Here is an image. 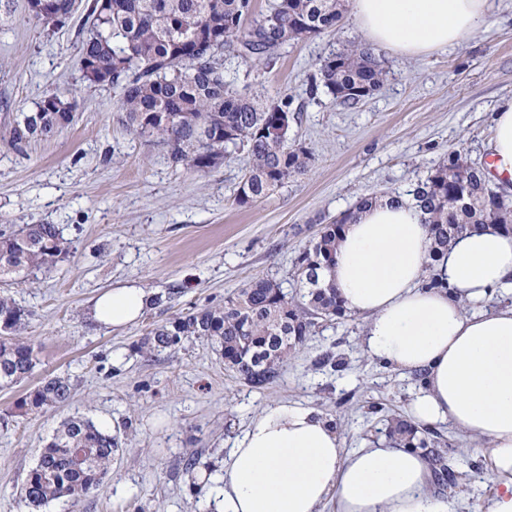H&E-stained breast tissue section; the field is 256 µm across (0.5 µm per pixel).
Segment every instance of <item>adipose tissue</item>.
<instances>
[{"instance_id": "obj_1", "label": "adipose tissue", "mask_w": 512, "mask_h": 512, "mask_svg": "<svg viewBox=\"0 0 512 512\" xmlns=\"http://www.w3.org/2000/svg\"><path fill=\"white\" fill-rule=\"evenodd\" d=\"M364 35L392 54L421 57L467 42L490 0H349ZM493 166L512 182V102L492 116ZM430 235L410 203L366 209L346 226L324 279L350 314L365 318L364 350L424 380L410 404L414 422L450 424L485 443L494 489L480 512H512V306L489 307L512 289V237L486 227L467 233L437 269L448 285H422ZM149 293L126 285L88 311L99 327L134 322ZM219 512H457L423 452L384 440L344 448L320 409L280 401L252 418L207 481Z\"/></svg>"}]
</instances>
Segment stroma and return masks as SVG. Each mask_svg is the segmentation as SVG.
Listing matches in <instances>:
<instances>
[{
  "label": "stroma",
  "mask_w": 512,
  "mask_h": 512,
  "mask_svg": "<svg viewBox=\"0 0 512 512\" xmlns=\"http://www.w3.org/2000/svg\"><path fill=\"white\" fill-rule=\"evenodd\" d=\"M492 4L487 25L465 45L416 59L381 52L384 85L352 108L313 86L323 59L363 42L351 15L270 61L225 54L232 89L290 97L293 136L311 153L305 175L240 206L245 152L200 173L172 167L161 146L130 134L116 110L119 89L83 81V15L52 29L33 17L28 0H0V230L54 224L73 248L52 273L6 288L30 313L26 335L37 364L21 383L0 387V512H28L20 487L71 416L112 430L119 448L100 491L42 512H211L208 487L196 485L183 458L195 452L201 464L218 466L250 418L277 401L324 411L347 448L378 438L385 416H408L417 382L365 354L358 316L322 324L262 392L225 370L205 344L152 357L133 346L154 324L223 302L251 279L292 290L299 249L360 198L405 193L453 151L490 163L491 114L512 100V0ZM51 94L75 103L74 123L15 148L12 126ZM133 282L162 303L127 326L90 321L98 293ZM329 349L343 358L342 370L317 366ZM49 375L70 377V401L17 414V403ZM439 432L449 468L464 478L448 493L461 498V512H479L493 489L482 451L452 427Z\"/></svg>",
  "instance_id": "1"
}]
</instances>
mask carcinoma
<instances>
[{"instance_id":"1","label":"carcinoma","mask_w":512,"mask_h":512,"mask_svg":"<svg viewBox=\"0 0 512 512\" xmlns=\"http://www.w3.org/2000/svg\"><path fill=\"white\" fill-rule=\"evenodd\" d=\"M88 34L82 64H90L99 83L121 90L119 111L130 130L162 145L174 167L204 172L242 149L250 158L236 194L246 206L307 172L311 153L283 127L295 120L288 96L262 101L234 93L224 79L220 56L265 58L284 45L320 35L337 26L341 0H274L253 15L252 0H85ZM320 83L341 105H356L379 91L387 70L367 45H351L332 54L319 68ZM75 104L42 102L11 129L21 147L47 139L69 126L61 113ZM492 185L484 167L461 152L429 170L410 190V201L429 227L431 246L427 285L441 287L435 264L463 233L493 225L512 234V200ZM380 198L360 199L336 221L323 225L299 251L293 278L299 291L265 278L251 280L224 303L181 313L155 326L139 344L146 355L174 354L196 341L216 348L224 366L246 384L262 390L284 373L288 356L314 335L321 321L348 316L336 289L320 278L334 260L344 226ZM71 257L55 224H25L0 231V279L22 283L50 273ZM29 313L7 293L0 294V387L27 378L36 366L32 343L23 338ZM69 377L44 378L16 406L19 414L70 401ZM386 434L411 448L429 450L437 484H454V474L437 449V431L394 420ZM119 448L112 431L79 416L63 420L29 470L19 495L32 509L57 500H79L98 491Z\"/></svg>"}]
</instances>
